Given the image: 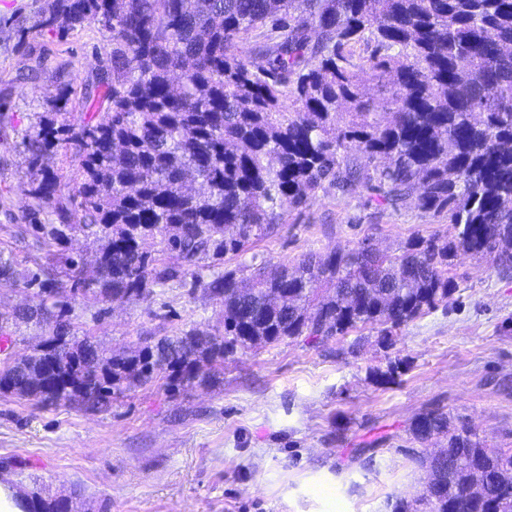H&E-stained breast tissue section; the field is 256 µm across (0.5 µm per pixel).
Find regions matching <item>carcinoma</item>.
<instances>
[{
	"label": "carcinoma",
	"instance_id": "cac0c4a2",
	"mask_svg": "<svg viewBox=\"0 0 512 512\" xmlns=\"http://www.w3.org/2000/svg\"><path fill=\"white\" fill-rule=\"evenodd\" d=\"M95 24L112 50L85 99L105 101L107 120H50L27 149L36 206L99 241L96 276L74 258L69 289L32 274L34 305L13 318L49 336L0 368L1 392L101 411L164 375L169 390L185 389L226 355L287 337L322 343L368 326L386 339L448 302L460 251L512 266V0H46L40 28ZM60 151L79 171L71 210L56 206L49 160ZM360 183L386 203L411 197L448 212V232L218 274L203 289L224 306L222 334L129 354L88 336L50 346L67 330L55 309L194 278L317 191ZM31 228L43 246L63 237L54 224ZM146 238L157 255L140 250ZM169 254L177 265L161 261ZM410 433L446 445L415 457L426 481L393 512H512L511 448L487 447L439 410L416 416ZM28 501L27 512H69L66 498Z\"/></svg>",
	"mask_w": 512,
	"mask_h": 512
}]
</instances>
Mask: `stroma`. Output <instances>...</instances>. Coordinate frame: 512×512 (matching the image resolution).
Returning <instances> with one entry per match:
<instances>
[{
  "label": "stroma",
  "mask_w": 512,
  "mask_h": 512,
  "mask_svg": "<svg viewBox=\"0 0 512 512\" xmlns=\"http://www.w3.org/2000/svg\"><path fill=\"white\" fill-rule=\"evenodd\" d=\"M45 0H0V256L16 278L64 258L93 272L94 237L69 229L45 250L25 228L36 171L27 140L67 92L66 121L88 119L81 88L93 83L111 37L100 26L58 37L41 30ZM447 214L406 200L377 202L366 186L320 191L273 233L215 273L370 239L394 249L445 233ZM448 303L395 330L350 332L323 344L286 339L228 357L224 370L174 393L165 380L132 389L101 412L0 392V474L25 494L65 496L76 512H392L421 489L411 460L413 419L442 410L492 448H512V268L465 253L453 260ZM70 333L108 351L160 338L223 332V313L191 280L152 298L78 304Z\"/></svg>",
  "instance_id": "stroma-1"
}]
</instances>
